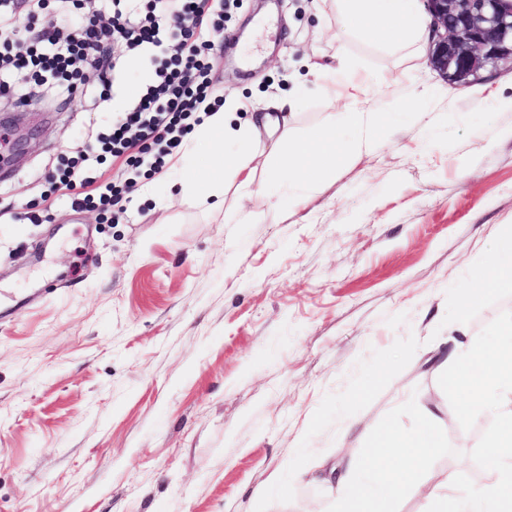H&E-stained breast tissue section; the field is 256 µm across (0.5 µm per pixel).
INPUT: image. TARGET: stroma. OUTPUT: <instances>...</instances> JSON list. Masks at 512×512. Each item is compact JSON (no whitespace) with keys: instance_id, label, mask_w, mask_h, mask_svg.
I'll return each instance as SVG.
<instances>
[{"instance_id":"stroma-1","label":"stroma","mask_w":512,"mask_h":512,"mask_svg":"<svg viewBox=\"0 0 512 512\" xmlns=\"http://www.w3.org/2000/svg\"><path fill=\"white\" fill-rule=\"evenodd\" d=\"M335 31L332 0H236L206 52L214 96L257 112L339 49L374 79L376 150L262 224L174 170L119 211L54 190L149 79L123 43L109 99L91 62L69 94L17 78L25 113L0 98V133L38 130L0 169V512H315L336 487L309 467L360 464L422 409L444 493L486 485L492 416L459 415L441 364L512 322V287L458 312L512 234V63L458 88L431 37L402 56Z\"/></svg>"}]
</instances>
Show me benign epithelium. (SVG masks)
Listing matches in <instances>:
<instances>
[{"label":"benign epithelium","instance_id":"7a95c632","mask_svg":"<svg viewBox=\"0 0 512 512\" xmlns=\"http://www.w3.org/2000/svg\"><path fill=\"white\" fill-rule=\"evenodd\" d=\"M431 16L429 61L448 83L468 86L512 59V0H424Z\"/></svg>","mask_w":512,"mask_h":512}]
</instances>
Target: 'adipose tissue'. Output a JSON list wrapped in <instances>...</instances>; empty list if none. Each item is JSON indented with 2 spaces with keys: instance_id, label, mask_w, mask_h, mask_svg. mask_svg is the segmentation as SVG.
<instances>
[{
  "instance_id": "adipose-tissue-1",
  "label": "adipose tissue",
  "mask_w": 512,
  "mask_h": 512,
  "mask_svg": "<svg viewBox=\"0 0 512 512\" xmlns=\"http://www.w3.org/2000/svg\"><path fill=\"white\" fill-rule=\"evenodd\" d=\"M337 38H360L382 43L395 54L413 53L430 22L418 0H336ZM316 88L328 97L342 92L343 112L331 115L324 124L314 125L294 136L278 132L280 113L292 111V99L282 97L271 113L240 118L237 113L217 110L205 117L188 140H209L210 159L181 169L184 190L211 200L214 208L224 206V185L231 182L247 189L254 184L256 155L253 150L257 127L275 131L267 162L272 169L288 174L289 184L302 194H313L352 158L373 151L382 127V115L365 104L367 80L345 68L327 65L317 73ZM512 285V236L498 242L478 271L473 286L487 293ZM501 342L489 350L473 345L460 358L445 362L455 390L469 394L507 389L511 395L495 405L496 424L489 437L485 467L495 486L493 496L478 488L448 496L431 472L428 460L438 445L430 415L411 430L389 429L379 444V456L391 460L390 468L361 481L340 470L342 490L336 512H393L395 502L405 493L419 492L424 512H512V323L499 328Z\"/></svg>"
}]
</instances>
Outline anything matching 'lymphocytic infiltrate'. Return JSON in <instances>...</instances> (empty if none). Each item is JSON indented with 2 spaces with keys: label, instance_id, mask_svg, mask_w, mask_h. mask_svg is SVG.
Returning a JSON list of instances; mask_svg holds the SVG:
<instances>
[{
  "label": "lymphocytic infiltrate",
  "instance_id": "lymphocytic-infiltrate-1",
  "mask_svg": "<svg viewBox=\"0 0 512 512\" xmlns=\"http://www.w3.org/2000/svg\"><path fill=\"white\" fill-rule=\"evenodd\" d=\"M144 19L113 15L105 20L111 34L130 49L153 51L150 83L134 106L117 113L108 133L89 151V160L126 158L159 173L181 147L184 138L214 107L209 65L204 51L211 33L224 28L222 0H150ZM0 0V94L14 92L11 71H25L41 84L72 89L82 66L96 60L105 72L102 87L112 84L113 64L99 46V33L90 17L76 21L77 31L40 29L32 46L18 50L8 37L10 19Z\"/></svg>",
  "mask_w": 512,
  "mask_h": 512
}]
</instances>
